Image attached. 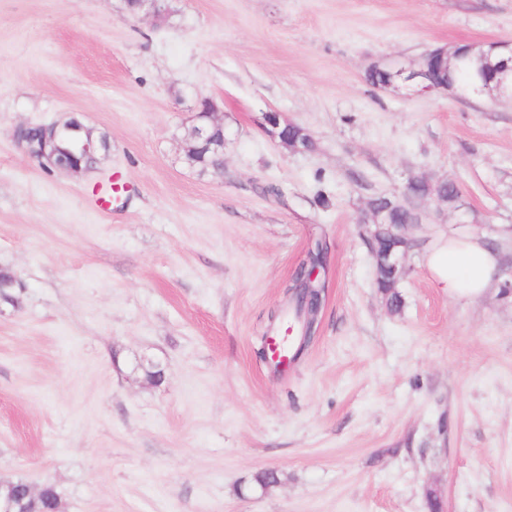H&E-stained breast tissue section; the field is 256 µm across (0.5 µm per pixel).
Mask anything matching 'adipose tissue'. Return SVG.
I'll return each mask as SVG.
<instances>
[{
  "label": "adipose tissue",
  "instance_id": "adipose-tissue-1",
  "mask_svg": "<svg viewBox=\"0 0 512 512\" xmlns=\"http://www.w3.org/2000/svg\"><path fill=\"white\" fill-rule=\"evenodd\" d=\"M449 297L477 299L488 290L498 268V255L484 237L475 232L448 236L426 258Z\"/></svg>",
  "mask_w": 512,
  "mask_h": 512
}]
</instances>
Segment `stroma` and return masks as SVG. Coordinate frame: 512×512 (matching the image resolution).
I'll return each instance as SVG.
<instances>
[{
  "label": "stroma",
  "mask_w": 512,
  "mask_h": 512,
  "mask_svg": "<svg viewBox=\"0 0 512 512\" xmlns=\"http://www.w3.org/2000/svg\"><path fill=\"white\" fill-rule=\"evenodd\" d=\"M460 43L512 45V0H165L159 20L0 0V269L23 284L0 300V480L53 486L59 512H429L431 491L512 512V94L365 78ZM206 98L220 177L184 161ZM271 111L315 150L266 133ZM68 117L108 139L92 171L13 140ZM413 176L461 201L422 203L393 313L360 218ZM467 230L502 257L476 301L425 263ZM319 241L318 329L277 373L259 352Z\"/></svg>",
  "instance_id": "35a3bbf8"
}]
</instances>
